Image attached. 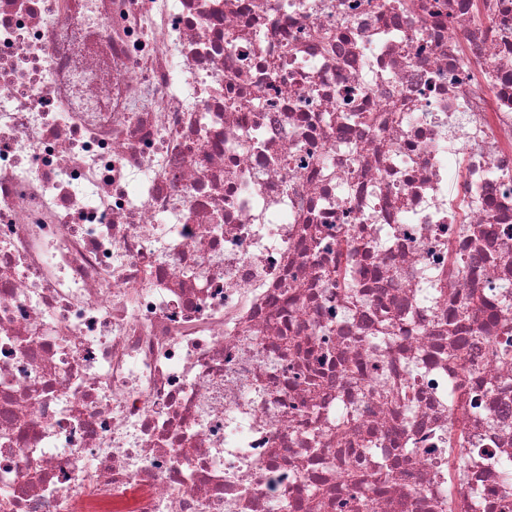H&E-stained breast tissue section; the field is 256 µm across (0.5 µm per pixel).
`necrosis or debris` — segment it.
<instances>
[{"label": "necrosis or debris", "mask_w": 512, "mask_h": 512, "mask_svg": "<svg viewBox=\"0 0 512 512\" xmlns=\"http://www.w3.org/2000/svg\"><path fill=\"white\" fill-rule=\"evenodd\" d=\"M291 503L512 512V0H0V512Z\"/></svg>", "instance_id": "1"}]
</instances>
